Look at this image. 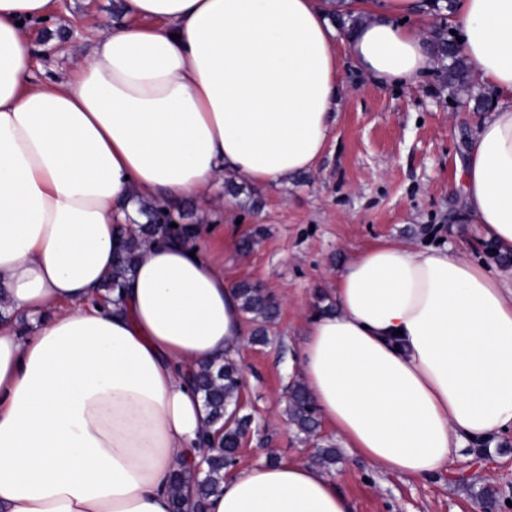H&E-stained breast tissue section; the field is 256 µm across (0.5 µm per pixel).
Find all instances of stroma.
<instances>
[{
	"label": "stroma",
	"instance_id": "stroma-1",
	"mask_svg": "<svg viewBox=\"0 0 512 512\" xmlns=\"http://www.w3.org/2000/svg\"><path fill=\"white\" fill-rule=\"evenodd\" d=\"M125 21L122 0H55L49 19L29 30L37 79L70 75L100 30ZM336 48L343 90L325 155L314 169L269 187L225 175L216 228L203 244L233 283L260 284L279 305L266 342L245 343L238 356L253 423L237 467L308 461L330 445L338 460L325 474L352 512H512V431L414 479L380 473L328 423L308 436L288 418L286 390L298 379L306 318L333 306L336 279L354 255L386 241L441 242L512 284V257L489 253L479 225L465 216L458 184L475 131L496 106L492 92L477 83L450 95L438 69L415 85L379 88L356 68L345 29L336 32ZM247 237L255 245L244 254L238 242Z\"/></svg>",
	"mask_w": 512,
	"mask_h": 512
}]
</instances>
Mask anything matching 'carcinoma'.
I'll return each mask as SVG.
<instances>
[{"label":"carcinoma","instance_id":"1","mask_svg":"<svg viewBox=\"0 0 512 512\" xmlns=\"http://www.w3.org/2000/svg\"><path fill=\"white\" fill-rule=\"evenodd\" d=\"M437 47L442 58L451 59L444 75L447 86L456 91L469 87V70L455 43L440 32L437 35ZM139 213L145 216L146 222L139 225L138 235L121 240L119 250L114 256L112 274L102 285L108 293L122 288L123 283L133 274L140 258V242L157 235L185 243L191 242L188 225L183 223L186 214H176L159 203H144L139 207ZM238 293L243 313L258 323L252 341L265 342L267 325L276 318L275 301L264 289L248 282L238 285ZM193 381L202 395L207 424L222 430L221 447L211 449V453L203 459L206 464L204 476L194 478L197 504L204 507L207 499L219 489L225 469L235 462L249 418L240 415L243 379L240 366L235 360L226 358L219 364H203L194 373ZM287 413L301 432L311 435L316 431L317 408L300 382L289 386Z\"/></svg>","mask_w":512,"mask_h":512}]
</instances>
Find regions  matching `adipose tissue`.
I'll list each match as a JSON object with an SVG mask.
<instances>
[{"label": "adipose tissue", "mask_w": 512, "mask_h": 512, "mask_svg": "<svg viewBox=\"0 0 512 512\" xmlns=\"http://www.w3.org/2000/svg\"><path fill=\"white\" fill-rule=\"evenodd\" d=\"M0 0V512H172L205 454L192 376L236 355L237 289L193 240H149L121 294L101 289L136 201H209L313 169L341 94L335 14L373 83L417 84L436 59L407 26L420 0H123L69 79L39 82L23 19ZM459 48L499 100L463 167L465 209L512 253V0H453ZM306 322L300 378L351 453L428 478L512 430V286L446 248L383 242ZM207 512H351L307 463L230 475Z\"/></svg>", "instance_id": "1"}]
</instances>
